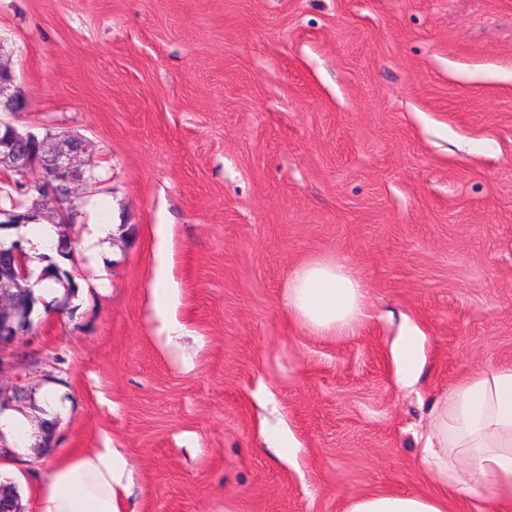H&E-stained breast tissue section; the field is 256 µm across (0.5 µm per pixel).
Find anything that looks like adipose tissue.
Here are the masks:
<instances>
[{"label":"adipose tissue","instance_id":"adipose-tissue-1","mask_svg":"<svg viewBox=\"0 0 512 512\" xmlns=\"http://www.w3.org/2000/svg\"><path fill=\"white\" fill-rule=\"evenodd\" d=\"M310 332L351 333L365 307L361 279L333 259L297 265L285 295ZM422 461L438 491L363 494L347 512H447L452 500L488 496L494 512H512V366L485 367L455 383L432 408ZM128 471L112 448H86L56 462L26 491L32 512H120L114 486Z\"/></svg>","mask_w":512,"mask_h":512}]
</instances>
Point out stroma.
Here are the masks:
<instances>
[{"label": "stroma", "mask_w": 512, "mask_h": 512, "mask_svg": "<svg viewBox=\"0 0 512 512\" xmlns=\"http://www.w3.org/2000/svg\"><path fill=\"white\" fill-rule=\"evenodd\" d=\"M0 36L16 125L86 139L98 176L64 228L80 289L0 374L32 389L12 482L109 446L122 512L434 493L433 402L512 366V0H0ZM319 258L365 285L353 333L288 313ZM4 52V39L0 37V112L18 115L26 110V101L18 90L15 71L1 62ZM400 362L399 380L405 387L411 386L420 369V336L408 330L396 345Z\"/></svg>", "instance_id": "1"}]
</instances>
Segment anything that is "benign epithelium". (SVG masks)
<instances>
[{
  "instance_id": "7a95c632",
  "label": "benign epithelium",
  "mask_w": 512,
  "mask_h": 512,
  "mask_svg": "<svg viewBox=\"0 0 512 512\" xmlns=\"http://www.w3.org/2000/svg\"><path fill=\"white\" fill-rule=\"evenodd\" d=\"M25 110L15 71L0 63V112L16 116ZM87 148L79 136L50 132L38 142L35 133L0 121V174L41 171L38 177L25 179L27 193L14 210L0 208V231L6 225L30 224L35 218L57 226L72 223L77 187L96 180L94 169L84 167L81 160ZM26 256L21 239L0 237V373L11 367L15 343L34 325L37 302L22 303L19 289L40 285L44 274H35ZM22 390L20 385L0 383V412L12 407Z\"/></svg>"
}]
</instances>
